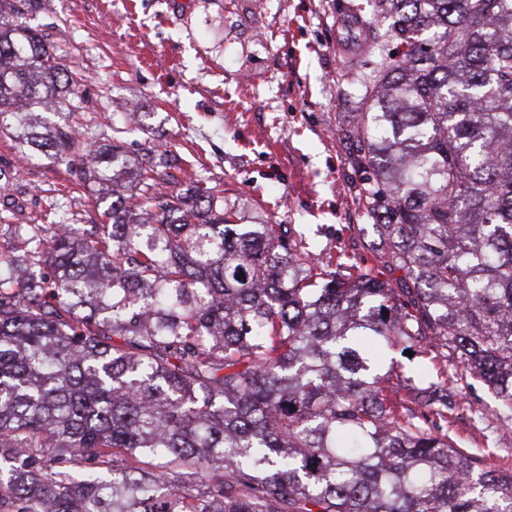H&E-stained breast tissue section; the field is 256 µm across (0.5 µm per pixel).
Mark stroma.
Instances as JSON below:
<instances>
[{
  "label": "stroma",
  "mask_w": 512,
  "mask_h": 512,
  "mask_svg": "<svg viewBox=\"0 0 512 512\" xmlns=\"http://www.w3.org/2000/svg\"><path fill=\"white\" fill-rule=\"evenodd\" d=\"M81 85L71 124L83 143H116L179 160L182 188L222 189L244 224H290L319 249L374 266L362 173L343 129L364 89L366 54L336 0H49L28 18ZM0 225L49 210L101 221L107 204L77 175L26 161L0 135ZM397 284L399 272L374 266Z\"/></svg>",
  "instance_id": "obj_1"
}]
</instances>
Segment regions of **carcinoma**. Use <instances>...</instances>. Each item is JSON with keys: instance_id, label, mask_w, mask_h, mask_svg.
I'll use <instances>...</instances> for the list:
<instances>
[{"instance_id": "1", "label": "carcinoma", "mask_w": 512, "mask_h": 512, "mask_svg": "<svg viewBox=\"0 0 512 512\" xmlns=\"http://www.w3.org/2000/svg\"><path fill=\"white\" fill-rule=\"evenodd\" d=\"M43 2L0 0V133L112 201L0 241V512H512L457 433L476 382L512 432V0L351 15L379 60L349 163L403 288L182 193L166 150L82 148L47 117L80 94ZM397 348L442 380L399 398Z\"/></svg>"}]
</instances>
